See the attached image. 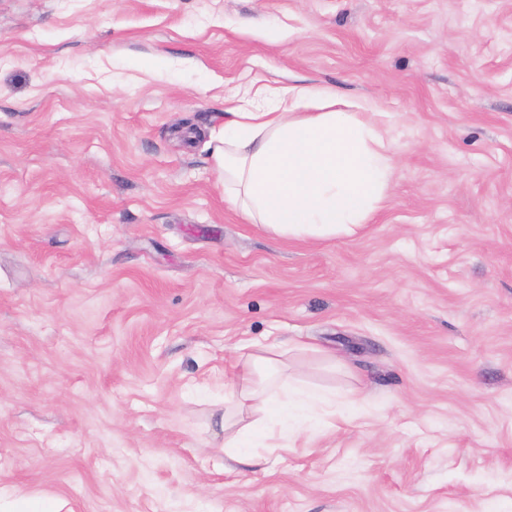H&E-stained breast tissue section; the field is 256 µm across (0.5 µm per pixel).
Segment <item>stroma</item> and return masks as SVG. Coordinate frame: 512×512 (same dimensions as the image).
Listing matches in <instances>:
<instances>
[{"label":"stroma","mask_w":512,"mask_h":512,"mask_svg":"<svg viewBox=\"0 0 512 512\" xmlns=\"http://www.w3.org/2000/svg\"><path fill=\"white\" fill-rule=\"evenodd\" d=\"M298 79L392 144L358 238L224 202L231 95ZM287 340L336 409L237 464L224 372ZM21 498L512 512V0H0V512Z\"/></svg>","instance_id":"1"}]
</instances>
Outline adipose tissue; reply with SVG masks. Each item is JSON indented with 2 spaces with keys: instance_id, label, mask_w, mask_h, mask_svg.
<instances>
[{
  "instance_id": "ef3b65f1",
  "label": "adipose tissue",
  "mask_w": 512,
  "mask_h": 512,
  "mask_svg": "<svg viewBox=\"0 0 512 512\" xmlns=\"http://www.w3.org/2000/svg\"><path fill=\"white\" fill-rule=\"evenodd\" d=\"M230 120L211 140L224 201L252 224L281 238H352L389 188L390 149L335 91L294 84L241 93ZM224 382V416L244 425L225 440L239 462L260 465L263 449L288 443L296 413L329 406L326 394L284 371L285 344L247 342Z\"/></svg>"
}]
</instances>
